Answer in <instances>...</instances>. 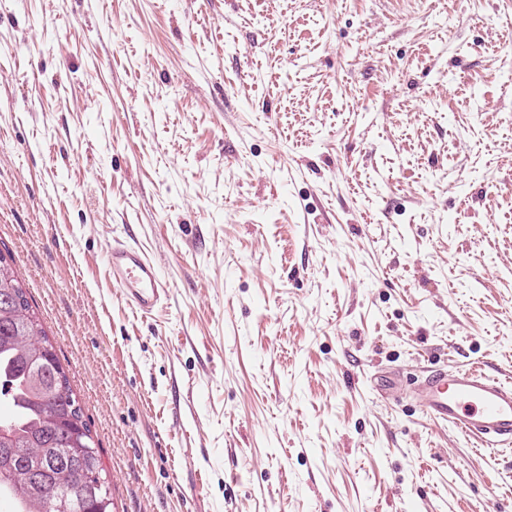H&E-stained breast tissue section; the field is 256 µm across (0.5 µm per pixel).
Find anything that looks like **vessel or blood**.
Listing matches in <instances>:
<instances>
[{
  "label": "vessel or blood",
  "instance_id": "vessel-or-blood-1",
  "mask_svg": "<svg viewBox=\"0 0 512 512\" xmlns=\"http://www.w3.org/2000/svg\"><path fill=\"white\" fill-rule=\"evenodd\" d=\"M105 263L122 301L135 312L150 314L169 298L157 264L139 248L112 242ZM416 393L430 420L448 424L483 448L512 446V384L490 376L480 365L426 370Z\"/></svg>",
  "mask_w": 512,
  "mask_h": 512
}]
</instances>
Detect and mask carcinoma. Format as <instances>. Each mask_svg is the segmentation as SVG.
Returning <instances> with one entry per match:
<instances>
[{
	"label": "carcinoma",
	"mask_w": 512,
	"mask_h": 512,
	"mask_svg": "<svg viewBox=\"0 0 512 512\" xmlns=\"http://www.w3.org/2000/svg\"><path fill=\"white\" fill-rule=\"evenodd\" d=\"M13 291L12 308L0 310V399L11 410L0 417V500L14 512H59L103 503L112 512L109 483L81 406L50 340L35 316L17 271L0 254V292ZM74 423L90 448L79 450L60 433ZM37 475L16 478L20 463Z\"/></svg>",
	"instance_id": "carcinoma-1"
}]
</instances>
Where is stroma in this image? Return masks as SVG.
I'll return each instance as SVG.
<instances>
[{
	"instance_id": "35a3bbf8",
	"label": "stroma",
	"mask_w": 512,
	"mask_h": 512,
	"mask_svg": "<svg viewBox=\"0 0 512 512\" xmlns=\"http://www.w3.org/2000/svg\"><path fill=\"white\" fill-rule=\"evenodd\" d=\"M512 0H0V252L112 512H512L399 389L512 379ZM168 301L127 307L112 239ZM105 263L122 301L135 312L148 315L169 298L171 289L157 264L139 248L113 241L106 250Z\"/></svg>"
}]
</instances>
